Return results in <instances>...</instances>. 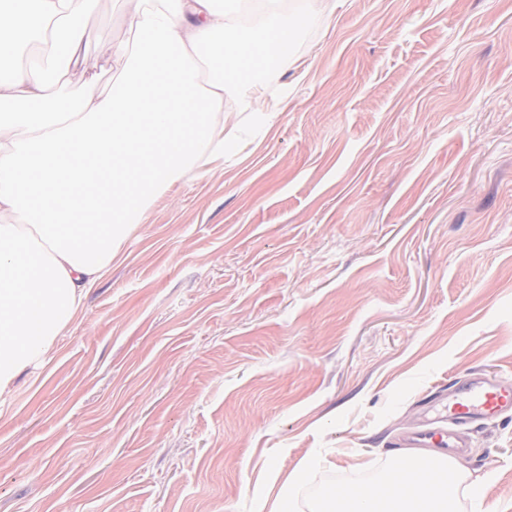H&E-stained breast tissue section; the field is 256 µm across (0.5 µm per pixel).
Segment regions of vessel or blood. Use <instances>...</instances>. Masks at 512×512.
I'll list each match as a JSON object with an SVG mask.
<instances>
[{
  "instance_id": "1",
  "label": "vessel or blood",
  "mask_w": 512,
  "mask_h": 512,
  "mask_svg": "<svg viewBox=\"0 0 512 512\" xmlns=\"http://www.w3.org/2000/svg\"><path fill=\"white\" fill-rule=\"evenodd\" d=\"M447 410L451 431L416 433L406 440V447L420 448L429 442L449 450L460 447L456 427L486 417L512 414V383L490 384L473 380L459 384L448 395Z\"/></svg>"
}]
</instances>
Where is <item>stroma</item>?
I'll return each instance as SVG.
<instances>
[{
  "instance_id": "obj_1",
  "label": "stroma",
  "mask_w": 512,
  "mask_h": 512,
  "mask_svg": "<svg viewBox=\"0 0 512 512\" xmlns=\"http://www.w3.org/2000/svg\"><path fill=\"white\" fill-rule=\"evenodd\" d=\"M256 123L162 190L0 405V512H252L380 480L448 424V385L512 380V0H317ZM81 92L124 0L86 21ZM459 512H512V415L463 430ZM316 459L311 458L310 461L300 468L294 470L288 480V493H285L281 497H278L274 510L270 512H293L295 511V503H294V492L295 490L303 485L309 475V471L312 465L315 463Z\"/></svg>"
}]
</instances>
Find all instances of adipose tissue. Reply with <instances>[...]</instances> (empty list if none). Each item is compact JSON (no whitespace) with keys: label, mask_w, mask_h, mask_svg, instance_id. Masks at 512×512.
I'll return each mask as SVG.
<instances>
[{"label":"adipose tissue","mask_w":512,"mask_h":512,"mask_svg":"<svg viewBox=\"0 0 512 512\" xmlns=\"http://www.w3.org/2000/svg\"><path fill=\"white\" fill-rule=\"evenodd\" d=\"M127 2L133 42L107 49L118 78L100 93H70L98 0H0V59L43 45L24 69L0 74V403L53 345L154 195L223 153L213 114L225 93L250 92L257 74L275 82L314 15L287 0ZM213 55L236 70L201 81L199 63ZM52 84L60 98L48 95ZM13 214L23 223H7ZM416 461L446 481L411 476ZM481 491L460 460L424 450L382 482L325 497L335 512H455L460 493Z\"/></svg>","instance_id":"adipose-tissue-1"}]
</instances>
